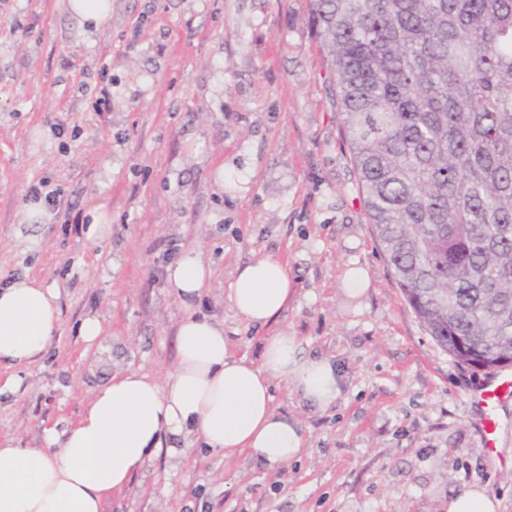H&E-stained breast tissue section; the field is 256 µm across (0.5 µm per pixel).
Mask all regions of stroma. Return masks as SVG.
Masks as SVG:
<instances>
[{"mask_svg":"<svg viewBox=\"0 0 512 512\" xmlns=\"http://www.w3.org/2000/svg\"><path fill=\"white\" fill-rule=\"evenodd\" d=\"M111 109L99 112L102 90ZM47 182L80 221L26 200ZM344 138L336 83L307 0H112L100 28L67 0H0V287L29 274L61 292L58 329L20 370L0 364V441L48 448L117 370L162 378L193 313L223 323L230 351L259 360L264 330L232 308L239 267L276 254L294 294L274 329L329 358L336 404L309 405L273 379L274 407L301 419L300 457L189 448L159 457L103 512H448L486 488L512 512V467L484 446L467 399L484 372L425 331L378 246ZM36 220H28V211ZM212 270L184 304L168 269L190 248ZM365 277L361 292L343 276ZM97 317L110 350L78 334Z\"/></svg>","mask_w":512,"mask_h":512,"instance_id":"stroma-1","label":"stroma"}]
</instances>
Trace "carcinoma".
<instances>
[{
	"label": "carcinoma",
	"mask_w": 512,
	"mask_h": 512,
	"mask_svg": "<svg viewBox=\"0 0 512 512\" xmlns=\"http://www.w3.org/2000/svg\"><path fill=\"white\" fill-rule=\"evenodd\" d=\"M369 222L433 341L512 365V0H308Z\"/></svg>",
	"instance_id": "obj_1"
}]
</instances>
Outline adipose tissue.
<instances>
[{
    "label": "adipose tissue",
    "mask_w": 512,
    "mask_h": 512,
    "mask_svg": "<svg viewBox=\"0 0 512 512\" xmlns=\"http://www.w3.org/2000/svg\"><path fill=\"white\" fill-rule=\"evenodd\" d=\"M211 276L200 251L189 249L168 281L187 300ZM292 292L285 265L265 255L239 268L229 301L262 328L283 312ZM59 299L58 289L27 274L0 287V362L20 368L42 356L60 321ZM177 356L176 368L161 379L131 369L113 374L55 452L0 445V512H102L112 493L158 456H183L179 439L200 440L228 457L287 463L302 452L306 428L274 408L272 379L320 409L341 394L335 366L304 355L297 336L285 331L265 337L255 362L230 352L223 324L190 314L177 328Z\"/></svg>",
    "instance_id": "adipose-tissue-1"
}]
</instances>
